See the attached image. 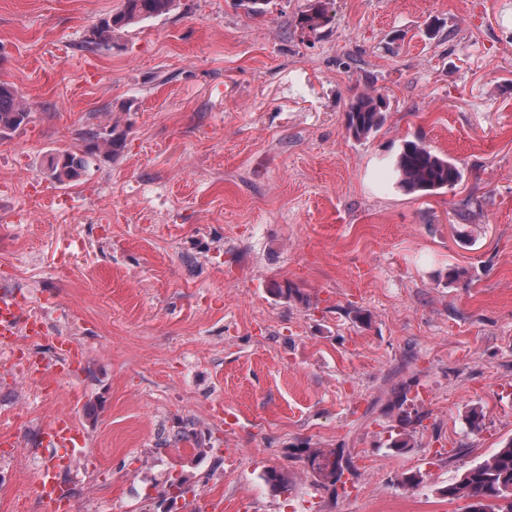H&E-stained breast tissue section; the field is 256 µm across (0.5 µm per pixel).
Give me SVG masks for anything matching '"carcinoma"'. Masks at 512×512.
<instances>
[{
    "label": "carcinoma",
    "mask_w": 512,
    "mask_h": 512,
    "mask_svg": "<svg viewBox=\"0 0 512 512\" xmlns=\"http://www.w3.org/2000/svg\"><path fill=\"white\" fill-rule=\"evenodd\" d=\"M272 0H234V6L247 13L261 16L269 10ZM176 0H124L122 8L102 18L94 27L97 38L89 40L96 46L112 44L114 36L122 28L140 20L169 13ZM377 96L363 93L356 96L346 112V130L360 140L377 131L384 123V111L376 103ZM31 110L21 101L16 88L0 81V132L11 133L29 122ZM84 149L75 153L58 151L47 162L52 179L62 185L77 181L91 163L105 154H118L124 147V137L113 131L103 134L90 129L84 134ZM397 184L409 194L431 193L441 189H454L463 179L459 166L450 159L434 152L420 140L404 141L394 162ZM277 295L293 301H306L304 293L296 285L287 282L274 286ZM317 455L306 457L311 472L331 485L340 481L344 467L342 456L333 462L315 463ZM261 479L272 489L288 490V478L280 470L269 468ZM450 499L468 500L466 512H512V439L505 442L488 459L467 467L455 480L443 488Z\"/></svg>",
    "instance_id": "1"
}]
</instances>
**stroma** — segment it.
Segmentation results:
<instances>
[{"mask_svg": "<svg viewBox=\"0 0 512 512\" xmlns=\"http://www.w3.org/2000/svg\"><path fill=\"white\" fill-rule=\"evenodd\" d=\"M177 3L94 46L123 0H0V80L32 107L0 138V291L45 323L27 355L82 350L47 379L0 354V512H43L59 416L87 442L65 512H165L176 478V512H466L443 487L512 438V0H323L314 31L310 0ZM362 93L387 111L357 140ZM91 128L124 150L53 182L47 156ZM416 137L459 186L396 185ZM402 395L424 419L398 451ZM333 449L330 490L304 458ZM379 95L363 93L356 96L346 112V130L353 138L360 140L377 131L384 123L385 115L377 106Z\"/></svg>", "mask_w": 512, "mask_h": 512, "instance_id": "obj_1", "label": "stroma"}]
</instances>
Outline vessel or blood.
I'll return each mask as SVG.
<instances>
[{
    "label": "vessel or blood",
    "mask_w": 512,
    "mask_h": 512,
    "mask_svg": "<svg viewBox=\"0 0 512 512\" xmlns=\"http://www.w3.org/2000/svg\"><path fill=\"white\" fill-rule=\"evenodd\" d=\"M33 313L28 305L18 301L10 292L0 293V341L12 340L22 332L23 328L31 325ZM57 350L62 357L61 362L47 364L35 359L29 361L27 370L30 375L47 377L61 372L65 364L79 359L80 353L76 345L68 340L59 341ZM42 441L45 445L58 449L59 454L44 468L36 478V490L40 500L51 503L58 499L60 493V475L70 465L71 450L82 447L83 439L66 418L52 421L44 430Z\"/></svg>",
    "instance_id": "vessel-or-blood-1"
}]
</instances>
